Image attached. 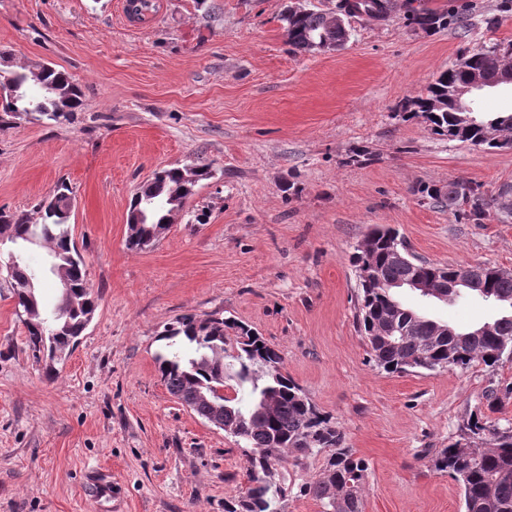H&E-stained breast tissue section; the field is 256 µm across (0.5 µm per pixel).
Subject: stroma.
<instances>
[{
  "instance_id": "1",
  "label": "stroma",
  "mask_w": 512,
  "mask_h": 512,
  "mask_svg": "<svg viewBox=\"0 0 512 512\" xmlns=\"http://www.w3.org/2000/svg\"><path fill=\"white\" fill-rule=\"evenodd\" d=\"M154 2L135 20L124 0H0V48L15 64L68 72L83 94L71 120L0 123V211L35 216L66 181L70 233L99 297L49 377L0 274V512H224L246 489L243 441L183 406L158 372L163 332L186 314L234 318L279 351L367 461L364 512H464L459 484L431 458L471 413L512 422V360L378 369L357 329L351 256L385 226L427 261L512 270V217L475 224L422 193L466 180L512 208V149L448 140L404 110L465 51L512 41V9L420 0L471 6L468 27L353 18L343 49L303 52L285 34L286 0ZM193 163L212 178L156 245L129 250L136 189ZM399 298L457 328L500 312L476 295ZM325 459L277 467L280 512H321L300 487ZM93 474L111 481V497L92 499Z\"/></svg>"
}]
</instances>
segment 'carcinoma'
Segmentation results:
<instances>
[{"label": "carcinoma", "instance_id": "carcinoma-1", "mask_svg": "<svg viewBox=\"0 0 512 512\" xmlns=\"http://www.w3.org/2000/svg\"><path fill=\"white\" fill-rule=\"evenodd\" d=\"M336 0L335 10L317 6L295 13L285 12L282 21L288 43L299 51H321L344 45L350 28L336 22V11L346 8ZM403 9L408 25L432 33L449 25L466 26L465 13L438 12L417 0H371L367 20L379 22L389 12ZM6 67L0 81V110L11 118L23 115L35 120L59 122L70 119L82 107L81 93L71 76L46 64L12 69V53L1 52ZM480 67L473 52L463 54L453 72H441L426 93L410 101L413 115L423 119L430 130L451 141L478 144L488 125L512 129V113L488 120H464L448 106V88L466 81L469 70ZM212 177L206 165L188 164L163 169L140 186L129 205L127 247L143 249L158 241L202 180ZM426 196L448 208L465 207L467 220L481 224L490 216L495 199L470 182H453L448 190L423 189ZM72 190L61 183L54 193L38 204V219L26 215L0 214V240L15 250L16 262L7 276L22 308L33 358L45 354L52 363L66 358L93 318L96 298L87 279L85 262L72 242L69 214ZM369 252L356 251L351 261L356 269L374 270L375 280H359L358 325L367 341L374 365L388 374L412 369H467L478 362L489 368L502 363L512 352V276L497 267L478 265L479 276L472 288L456 285L460 266L413 261L405 265L391 260L397 238L389 228L377 227ZM48 245L56 276L70 288L61 291L59 304L51 312L40 303L35 272L16 247L30 239ZM419 275L437 288L448 289V300L475 294L498 303L503 312L492 321L491 334L470 335L471 329H455L453 336L436 335V321L405 307L391 285ZM400 335H388L390 323ZM167 336L183 337L196 345V356L182 358L174 352L159 357V371L169 393L203 419L213 413L214 389L224 386L235 396L224 400V424L233 436L243 440L247 456L248 482L265 480L273 468L287 461L282 452L307 455L327 452L322 471L301 485L300 492L317 501L322 512H363V490L367 462L345 445L343 433L331 418L319 411L306 393L283 371L281 355L243 322L231 318L184 315L167 328ZM235 342L234 363H225L226 345ZM461 440L441 449L431 458L435 470L457 481L463 492L464 512H512V425L490 424L478 414L460 426ZM252 488L224 501V512H280L277 499L283 489L271 485L266 498L251 495Z\"/></svg>", "mask_w": 512, "mask_h": 512}]
</instances>
